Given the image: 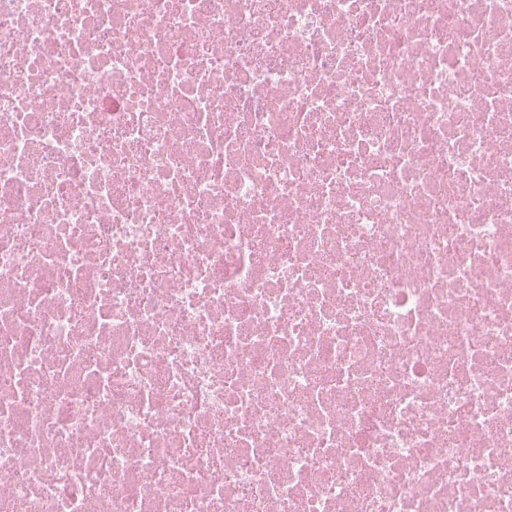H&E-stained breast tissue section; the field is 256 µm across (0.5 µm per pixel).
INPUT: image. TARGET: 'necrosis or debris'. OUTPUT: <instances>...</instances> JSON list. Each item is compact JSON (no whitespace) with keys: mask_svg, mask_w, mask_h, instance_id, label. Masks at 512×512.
Instances as JSON below:
<instances>
[{"mask_svg":"<svg viewBox=\"0 0 512 512\" xmlns=\"http://www.w3.org/2000/svg\"><path fill=\"white\" fill-rule=\"evenodd\" d=\"M0 512H512V0H0Z\"/></svg>","mask_w":512,"mask_h":512,"instance_id":"obj_1","label":"necrosis or debris"}]
</instances>
